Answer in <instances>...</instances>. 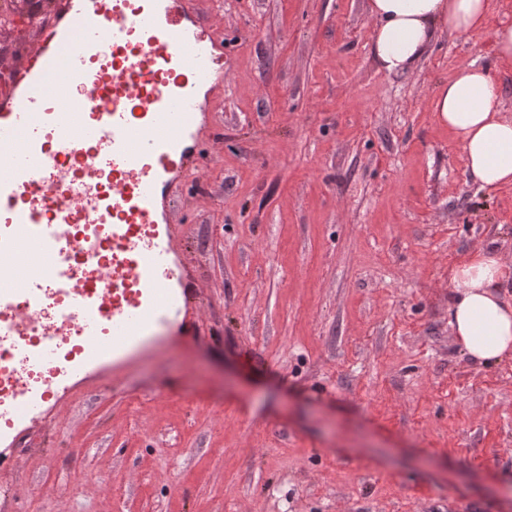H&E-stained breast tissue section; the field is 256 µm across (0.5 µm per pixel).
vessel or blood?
<instances>
[{
  "label": "vessel or blood",
  "instance_id": "obj_1",
  "mask_svg": "<svg viewBox=\"0 0 512 512\" xmlns=\"http://www.w3.org/2000/svg\"><path fill=\"white\" fill-rule=\"evenodd\" d=\"M187 0H64L57 21L24 65L26 82L0 102V242L23 255L54 224L112 214L121 257L112 279L136 289L133 305L112 308V348L168 325L185 294L178 277L170 212L172 187L206 165L200 140L208 86L223 46L204 39ZM112 43V70L74 111H54L52 82H85L87 64ZM103 185L106 193L73 212L61 193ZM154 228L148 240L134 227Z\"/></svg>",
  "mask_w": 512,
  "mask_h": 512
}]
</instances>
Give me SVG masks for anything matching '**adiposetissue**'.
<instances>
[{"instance_id": "adipose-tissue-1", "label": "adipose tissue", "mask_w": 512, "mask_h": 512, "mask_svg": "<svg viewBox=\"0 0 512 512\" xmlns=\"http://www.w3.org/2000/svg\"><path fill=\"white\" fill-rule=\"evenodd\" d=\"M494 0H368L370 52L389 75L409 72L433 48L438 32L467 38L482 31ZM512 71V24L495 32L491 66L466 64L438 86L432 110L460 146L465 167L481 190L512 188V116L503 110L500 73ZM449 323L462 353L482 365L512 356V262L477 248L448 275Z\"/></svg>"}]
</instances>
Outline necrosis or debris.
I'll list each match as a JSON object with an SVG mask.
<instances>
[{"label": "necrosis or debris", "instance_id": "obj_1", "mask_svg": "<svg viewBox=\"0 0 512 512\" xmlns=\"http://www.w3.org/2000/svg\"><path fill=\"white\" fill-rule=\"evenodd\" d=\"M61 250L40 245L43 263L54 266L50 287L24 288L0 281V440L10 437L23 418L55 399L73 377L112 341V306L134 303L112 281V226L66 224ZM85 284L84 312L71 305L73 278ZM95 335H88V328Z\"/></svg>", "mask_w": 512, "mask_h": 512}]
</instances>
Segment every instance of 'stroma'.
I'll return each instance as SVG.
<instances>
[{
  "label": "stroma",
  "instance_id": "obj_1",
  "mask_svg": "<svg viewBox=\"0 0 512 512\" xmlns=\"http://www.w3.org/2000/svg\"><path fill=\"white\" fill-rule=\"evenodd\" d=\"M229 45L171 194L186 328L76 380L6 449L0 512H512V357L463 355L448 271L512 260L431 110L488 29L380 72L366 0H191Z\"/></svg>",
  "mask_w": 512,
  "mask_h": 512
}]
</instances>
